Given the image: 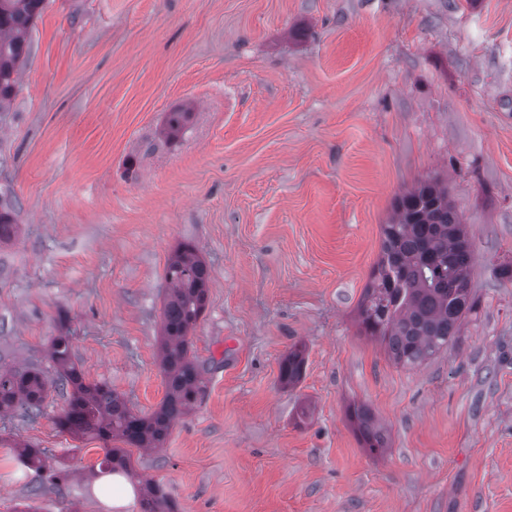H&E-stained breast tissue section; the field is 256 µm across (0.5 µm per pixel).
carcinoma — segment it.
<instances>
[{
    "instance_id": "carcinoma-1",
    "label": "carcinoma",
    "mask_w": 512,
    "mask_h": 512,
    "mask_svg": "<svg viewBox=\"0 0 512 512\" xmlns=\"http://www.w3.org/2000/svg\"><path fill=\"white\" fill-rule=\"evenodd\" d=\"M45 2L0 0V112L10 107L15 95V74L27 53V34ZM190 117L189 112L169 113L162 134L177 137ZM17 231L12 213L1 212L0 243ZM381 234V253L358 309L360 332L380 342L396 364L414 368L455 343L463 322L476 309L470 287L474 252L448 188L432 180L395 198ZM166 280L159 351L165 396L159 408L140 415L108 382L87 381L72 359L70 337L62 334L53 338L50 348L58 388L67 396V409L56 421L60 431L77 438L93 434L105 442L159 448L174 423L204 397L205 368L190 356V335L205 310L210 274L194 245L176 248L168 259ZM304 364L305 350L296 345L281 361L280 382L296 384ZM47 388V380L36 369L0 371V414L18 409L25 418L37 417ZM348 416L363 447L373 454L383 452L386 436L370 410L353 405ZM18 457L27 467L45 466L41 448L25 446L18 449ZM100 467L137 480L140 512H178L161 484L139 479L124 449H105Z\"/></svg>"
}]
</instances>
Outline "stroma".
I'll list each match as a JSON object with an SVG mask.
<instances>
[{
  "mask_svg": "<svg viewBox=\"0 0 512 512\" xmlns=\"http://www.w3.org/2000/svg\"><path fill=\"white\" fill-rule=\"evenodd\" d=\"M18 84L0 367L49 386L36 419L0 416V512H108L104 442L55 425L51 342L68 331L87 380L152 413L165 267L187 242L210 273L191 335L207 392L162 449L128 451L179 512H512V0H46ZM432 176L468 228L477 309L404 368L356 309L395 197ZM305 350L303 346L296 345L281 361L279 369L280 382L285 386L296 384L303 373L305 364ZM348 416L356 427L363 447L373 454L383 452L387 447L386 436L370 410L363 405H353L349 408Z\"/></svg>",
  "mask_w": 512,
  "mask_h": 512,
  "instance_id": "obj_1",
  "label": "stroma"
}]
</instances>
